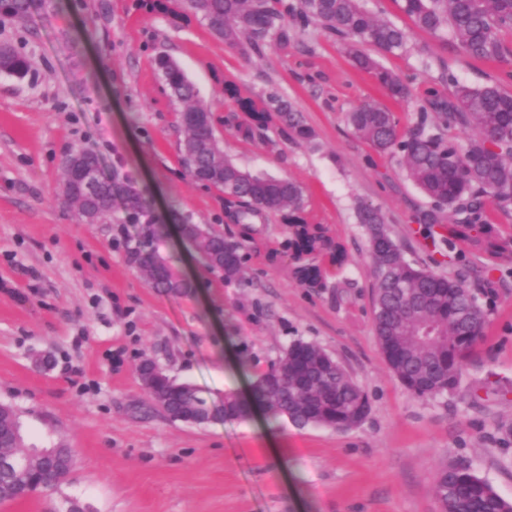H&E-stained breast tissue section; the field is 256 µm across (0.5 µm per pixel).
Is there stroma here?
Wrapping results in <instances>:
<instances>
[{"mask_svg": "<svg viewBox=\"0 0 512 512\" xmlns=\"http://www.w3.org/2000/svg\"><path fill=\"white\" fill-rule=\"evenodd\" d=\"M364 5L408 36L404 53L379 58L408 98H392L315 26L289 52L269 46L248 61L206 22L143 0H43L25 21H0V42L30 64L22 77L0 72V403L19 411L27 447L78 451L67 483L0 512H53L67 499L86 512H437L442 461L469 465L512 500V436L501 432L512 426V266L476 261L482 276L470 285L483 291L487 323L459 386L434 399L410 395L374 337L359 206L381 211L408 259L448 266L417 232L431 202L399 155L375 153L346 120L374 99L408 128L429 90L449 97L459 82L512 91V55L472 58L418 28L397 0ZM161 54L194 83L228 157L301 185L306 224L342 246L343 263L286 249L283 213L237 224L221 190L187 176L178 109L155 68ZM228 81L237 97L225 93ZM272 92L303 113L311 142H294L274 121L250 140L225 128L239 99L258 106ZM79 148L140 192L138 226L84 224L63 202L61 159ZM186 220L243 243L248 283L206 269L180 234ZM138 247L190 291L150 288L132 259ZM297 339L330 353L367 393L371 411L358 427L300 429L258 407L244 421H172L136 372L148 356L210 399L244 397ZM276 449L284 465L272 461Z\"/></svg>", "mask_w": 512, "mask_h": 512, "instance_id": "obj_1", "label": "stroma"}]
</instances>
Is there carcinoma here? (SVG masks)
Masks as SVG:
<instances>
[{"label":"carcinoma","mask_w":512,"mask_h":512,"mask_svg":"<svg viewBox=\"0 0 512 512\" xmlns=\"http://www.w3.org/2000/svg\"><path fill=\"white\" fill-rule=\"evenodd\" d=\"M401 10L416 26L436 37L445 34L468 55L500 60L505 47L503 31H512V0H399ZM35 0H0V15L23 19ZM146 8L192 15L207 21L211 32L237 50L246 60L261 55L274 41L288 51L296 44L297 30L311 24L345 44L352 62L371 76L394 98H404L408 88L401 78L360 50L367 45L383 54L402 52L406 34L391 22L368 12L360 0H146ZM157 68L169 89L171 102L180 106V160L188 175L224 192L225 201L239 204L237 223L248 224L263 212H286L294 228L285 247L315 252L334 248L338 260L343 249L304 224L302 187L286 178L251 174L224 155L213 123L200 125L184 119L187 112L205 109L196 98L194 85L170 58L157 59ZM29 63L10 46L0 47V72L23 76ZM275 114L282 131L308 141L313 130L301 113L283 96L271 93L257 113L256 124H244L232 112L224 124L246 138L253 128L267 125ZM356 136L376 153H400L408 178L432 202V210L420 223L436 225L446 210L447 233L431 231L435 247L448 250V264L467 266L479 252L499 255L490 245L493 223L487 215V199L497 210L512 212V93L496 85L474 88L455 84L453 99L437 90L420 107L418 121L409 129L387 107L368 101L347 116ZM473 130L464 145L445 136L451 127ZM75 153L94 163L100 191L93 195L73 192L64 179L60 196L77 205L79 220L99 223L116 211L136 221L144 213L141 194L107 172L98 156L84 148ZM359 223L368 235L367 262L373 274L372 319L375 337L389 372L413 396L434 398L459 383L466 351L483 335L486 320L479 297L460 274L439 273L409 261L389 232L381 212L368 205L358 211ZM185 240L204 263L221 270L227 282L246 280L242 245L224 239L198 224H185ZM147 283L167 293H185L189 282L174 273L148 251L134 254ZM139 378L153 406L172 421L199 424L250 416L247 404L233 393L219 403L209 401L199 389L179 384L165 374L143 366ZM269 417H285L295 426L310 425L336 430L359 426L371 410L370 400L343 366L317 345L296 340L283 349L278 360L257 375L252 386ZM18 414L0 405V450L18 456L24 452ZM75 463L72 448H37L19 472L0 468V504L14 502L19 486L30 492L64 484ZM433 492L438 512H512V502L500 497L469 467L442 462L434 473Z\"/></svg>","instance_id":"obj_1"}]
</instances>
